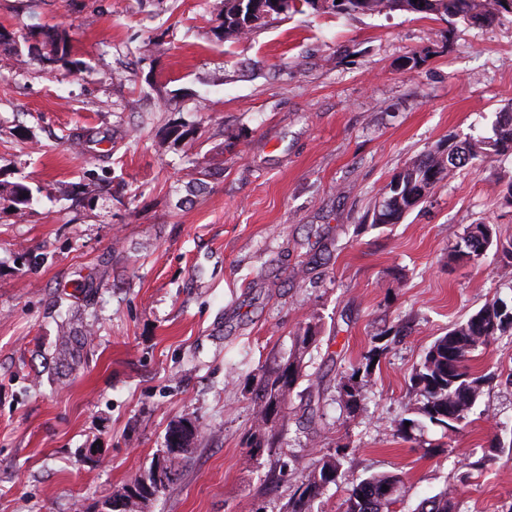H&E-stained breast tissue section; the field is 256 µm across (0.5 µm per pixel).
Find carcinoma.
Returning a JSON list of instances; mask_svg holds the SVG:
<instances>
[{
  "label": "carcinoma",
  "mask_w": 512,
  "mask_h": 512,
  "mask_svg": "<svg viewBox=\"0 0 512 512\" xmlns=\"http://www.w3.org/2000/svg\"><path fill=\"white\" fill-rule=\"evenodd\" d=\"M512 0H431L430 13L441 17H456L464 20L473 18L476 5L482 6L479 17L484 22L493 21L499 14L509 12ZM332 11L339 13L381 14L400 10L415 11L414 0H222L220 16L224 37L240 39L249 37L256 29L265 25L273 16ZM498 147L496 155L512 153V107L499 113L492 137ZM483 139H471L460 144L438 146L433 150L405 164L382 189V200L374 207L372 223L396 224L410 210L431 195L443 180L452 178L456 171L485 158L482 153ZM15 210L22 214L32 201L31 189L14 183L7 190ZM496 232L489 224H471L449 250L457 261H476L494 244ZM512 334V305L498 298L485 304L467 319L455 323L448 333L439 337L425 352L411 378L412 388L422 397L418 414L430 423L445 429L464 427L468 423L477 399L483 391L486 378L471 371L469 362L473 353L488 345L492 340ZM87 345V337L66 330L62 336L61 357L64 360L80 359ZM383 348L374 346L365 355L364 369H356L349 382L341 384V395L345 406L356 403L355 377H369L374 359ZM301 372L300 361L290 359L274 368L259 384L256 398L259 400L257 425L253 432L257 446L272 448L279 442L280 433L270 425L269 410L279 408L288 402L291 390ZM343 477L341 459L335 455L322 457L318 464L297 486L288 498L285 512H312L311 504L330 484L338 483ZM148 484L142 485L140 497L135 501L124 497L122 508L109 512H140L151 495L154 486L152 475H146ZM388 489H383V486ZM405 494V483L399 473L375 474L354 483L348 489L341 503L342 512H393ZM457 503L451 490H444L424 499L417 512H456Z\"/></svg>",
  "instance_id": "1"
}]
</instances>
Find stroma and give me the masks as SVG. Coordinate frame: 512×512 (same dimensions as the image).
Here are the masks:
<instances>
[{"label":"stroma","mask_w":512,"mask_h":512,"mask_svg":"<svg viewBox=\"0 0 512 512\" xmlns=\"http://www.w3.org/2000/svg\"><path fill=\"white\" fill-rule=\"evenodd\" d=\"M217 3L0 0V183L38 192L23 214L0 195V512H105L184 419L190 450L144 512H283L335 452L346 479L312 512L385 472L405 480L397 512L447 487L458 512H512V336L477 352L467 426L400 430L434 340L512 299L501 253L448 258L471 224L512 242V155L371 222L406 163L492 136L512 14L309 10L237 40ZM71 316L89 343L68 365ZM376 344L346 407L339 383ZM294 357L280 444L255 447L256 389Z\"/></svg>","instance_id":"1"}]
</instances>
